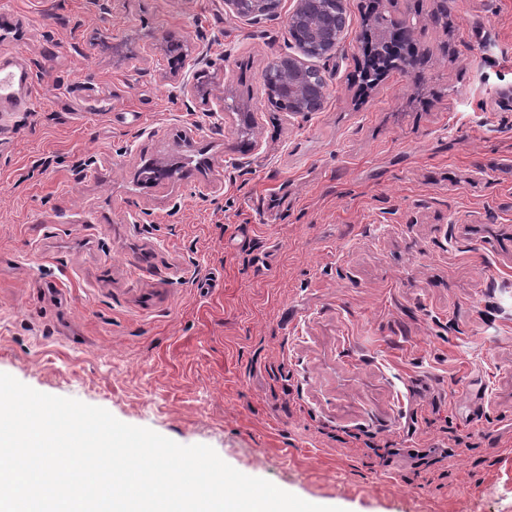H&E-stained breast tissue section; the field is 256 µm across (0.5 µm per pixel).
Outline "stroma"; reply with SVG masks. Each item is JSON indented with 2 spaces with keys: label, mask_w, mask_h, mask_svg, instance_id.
<instances>
[{
  "label": "stroma",
  "mask_w": 512,
  "mask_h": 512,
  "mask_svg": "<svg viewBox=\"0 0 512 512\" xmlns=\"http://www.w3.org/2000/svg\"><path fill=\"white\" fill-rule=\"evenodd\" d=\"M346 8L303 116L262 85L294 50L284 17L0 0V61L36 87L31 111H0V372L314 504L512 512V0H448L415 37L424 66L371 89L368 0ZM223 96L252 134L211 116ZM458 436L476 450L408 454Z\"/></svg>",
  "instance_id": "1"
}]
</instances>
